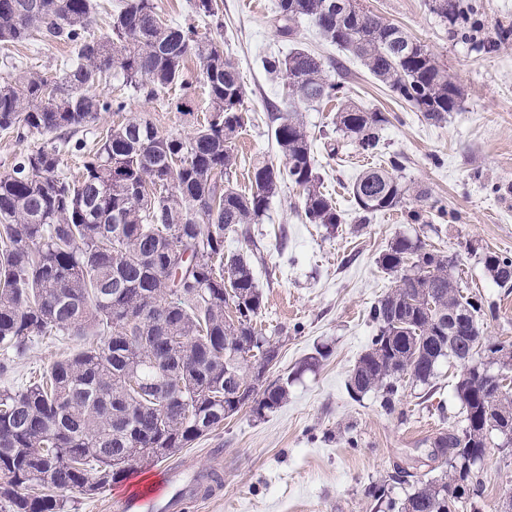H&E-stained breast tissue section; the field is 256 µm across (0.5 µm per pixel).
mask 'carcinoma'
<instances>
[{
    "label": "carcinoma",
    "instance_id": "carcinoma-1",
    "mask_svg": "<svg viewBox=\"0 0 512 512\" xmlns=\"http://www.w3.org/2000/svg\"><path fill=\"white\" fill-rule=\"evenodd\" d=\"M349 2L278 0L277 8L291 23H312L426 119H447L460 98L448 70L403 29ZM429 7L455 34L464 0ZM95 10L94 0H0V42L37 34L74 49L49 93L48 80L28 69L0 83V130L44 138L0 172V348L19 354L47 334L96 338L29 385L0 393V512H59L56 490L97 494L130 460L154 464L246 406L258 415L280 406L288 383L261 379L268 362L254 372L246 364L249 353L275 355L277 347L253 326L263 296L247 257L224 253V235L260 223L286 179L302 191L309 223H341L321 190L300 109L272 117L284 170L255 163L241 192L230 172L244 91L218 41L164 22L154 0H123L111 32L95 37ZM192 58L194 78L185 72ZM263 66L300 103L339 93L308 50ZM109 77L147 99L177 86L175 108L184 114L197 79L209 114L188 137L127 118L88 150L70 136L126 108L96 92ZM388 123L386 113L349 100L336 112V130L367 153L379 150ZM64 147L82 155L74 176L59 172ZM401 169L395 156L356 179L350 193L363 218L428 198L401 180ZM482 261L498 286L512 288V257L487 251ZM379 264L394 286L371 309L377 333L347 391L355 400L376 393L391 412L403 378L428 385L444 359L467 366L455 384L464 425L433 441L448 469L415 478L400 512H477L476 465L489 436L512 442V346L484 336L479 319L496 308L463 294L456 259L420 236L394 238Z\"/></svg>",
    "mask_w": 512,
    "mask_h": 512
}]
</instances>
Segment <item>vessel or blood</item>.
I'll return each instance as SVG.
<instances>
[{
	"label": "vessel or blood",
	"instance_id": "obj_1",
	"mask_svg": "<svg viewBox=\"0 0 512 512\" xmlns=\"http://www.w3.org/2000/svg\"><path fill=\"white\" fill-rule=\"evenodd\" d=\"M203 480V473L188 477L171 468L158 489L129 493L110 501L108 507L110 512H182L186 503L198 501Z\"/></svg>",
	"mask_w": 512,
	"mask_h": 512
}]
</instances>
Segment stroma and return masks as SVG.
I'll return each instance as SVG.
<instances>
[{
  "mask_svg": "<svg viewBox=\"0 0 512 512\" xmlns=\"http://www.w3.org/2000/svg\"><path fill=\"white\" fill-rule=\"evenodd\" d=\"M466 38L449 37L448 26L431 13L428 0H359L362 8L402 28L423 42L452 75L460 89L456 112L441 122L426 119L376 80L348 52L331 45L308 21L284 33L277 0L263 8H243V0H217L218 14L201 17L193 0H155L170 23L195 25L216 37L238 68L244 89L245 122L235 140L237 165L231 179L242 191L250 187L253 164L282 166L271 133L270 117L288 110V97L263 69L270 54L304 48L319 55L330 80L350 101L386 112L380 151L362 164L361 151L343 146L330 152L337 138V100L303 107L314 164L323 190L336 201L342 220L336 228L309 223L299 189L280 184L260 223L226 233L224 249L250 261L264 308L257 327L278 346L268 380L288 379V398L258 415L250 408L180 449L168 460L135 466L126 477L99 494L58 492L61 512H103L108 499L162 484L167 467L191 475L218 471L222 482L212 497L190 512H389L366 490L385 486L395 502L410 487L396 483V471L436 477L445 471L431 458L432 441L462 425L454 384L462 366L441 362L431 384L407 382L394 412H385L377 394L352 399L348 376L367 348L375 328L369 310L391 288L390 276L377 265L393 238L421 236L444 252L460 254L459 285L495 304L486 319L488 339L512 345V290L498 287L485 270V251L512 256V0H469ZM495 42L494 51H476L474 41ZM72 57L69 45L34 39L0 45V79L15 69L31 68L55 79ZM99 91L126 101L124 112L101 115L100 124L137 116L160 133L189 136L209 110L207 91L195 83L192 112L180 114L170 101L179 89L148 100L113 80ZM400 157L407 183L429 188L428 200H407L402 207L359 221L350 187L367 166ZM420 221H412V211ZM82 336L47 335L25 354L10 355L0 374V391L16 389L68 352L83 347ZM491 435L477 469L483 481L479 512H499L512 491V448L502 449Z\"/></svg>",
  "mask_w": 512,
  "mask_h": 512,
  "instance_id": "obj_1",
  "label": "stroma"
}]
</instances>
